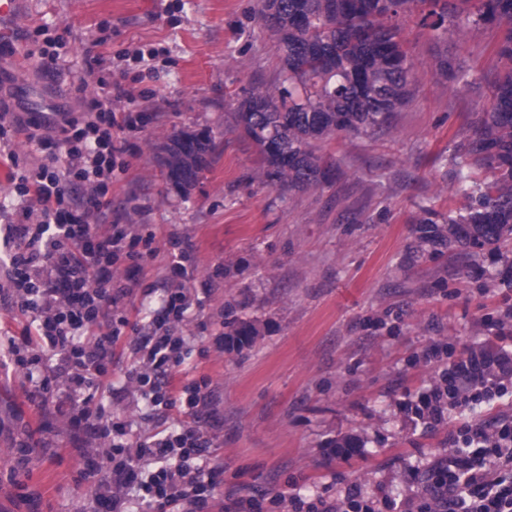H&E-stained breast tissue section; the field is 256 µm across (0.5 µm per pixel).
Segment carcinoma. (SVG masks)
I'll use <instances>...</instances> for the list:
<instances>
[{"mask_svg":"<svg viewBox=\"0 0 512 512\" xmlns=\"http://www.w3.org/2000/svg\"><path fill=\"white\" fill-rule=\"evenodd\" d=\"M418 4L429 6L424 26L437 42L472 18L507 25L498 55L509 67L493 83L479 133L459 150L461 179L475 168L494 180L467 188L466 214L443 220L455 242L497 248L503 233L512 232V0H279L273 13L262 0L259 18L276 36L283 79L250 87L245 97L263 110L239 107L236 123L259 148L266 182L299 190L329 183L321 144L340 133L382 129L407 100L413 62L397 19ZM436 69L465 78L446 56L437 58ZM159 151L168 181L184 191L211 166L214 142L206 131H182ZM418 223L429 236H441L438 214L427 211Z\"/></svg>","mask_w":512,"mask_h":512,"instance_id":"carcinoma-1","label":"carcinoma"}]
</instances>
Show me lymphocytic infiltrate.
<instances>
[{
	"label": "lymphocytic infiltrate",
	"mask_w": 512,
	"mask_h": 512,
	"mask_svg": "<svg viewBox=\"0 0 512 512\" xmlns=\"http://www.w3.org/2000/svg\"><path fill=\"white\" fill-rule=\"evenodd\" d=\"M130 97L117 83L83 97L82 117L63 111L52 122L21 116L0 100V145L21 136L48 154L30 174L13 178L20 203L15 221L0 230V302L27 318L8 338L0 366L24 378L30 399L53 400L56 418L82 450L78 480L91 485L96 512H210L222 472L201 425L211 414V382L191 376V339L173 333L192 306L188 250L171 241L172 286L147 322L133 323L124 308L128 283L157 256L156 236L129 224L104 231L96 222L111 202L115 159L125 151L119 133L138 122L113 105ZM76 187L83 191L78 203ZM119 349L130 363L117 386L112 358ZM511 382L512 345L471 348L449 364L445 387L420 395L414 413L425 424L442 423L452 410L459 424L449 436L452 452L428 465L395 512H512V414H471L505 395ZM130 398L136 411L114 413ZM98 440L105 451L92 450ZM293 506L376 512L355 486Z\"/></svg>",
	"instance_id": "lymphocytic-infiltrate-1"
}]
</instances>
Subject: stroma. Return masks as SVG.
I'll return each mask as SVG.
<instances>
[{
  "mask_svg": "<svg viewBox=\"0 0 512 512\" xmlns=\"http://www.w3.org/2000/svg\"><path fill=\"white\" fill-rule=\"evenodd\" d=\"M261 0H46L23 18V33L44 27L70 44L60 74L33 62L0 65V98L28 111L31 93L78 110L80 77L113 79L129 89L138 130L124 132L125 170L112 184L100 224H145L160 253L125 299L130 320L156 308L167 286L170 237L189 240L192 294L201 298L179 334L195 335L194 376L211 380L206 423L224 467L212 512L245 486L260 512H293L291 500L351 485L383 501L417 487L415 470L447 455L457 419L425 427L412 411L419 392L438 384L465 348L512 334V243L498 249L429 240L424 211H464L455 174L460 142L473 138L491 108L490 85L506 64L501 31L468 24L464 36L430 39L422 9L401 20L414 63L407 101L371 135L342 134L324 144L333 181L285 190L264 182L256 146L233 114L247 89L279 79L276 39L258 12ZM468 74L441 75L439 55ZM155 79L140 80L146 69ZM88 83L84 93L97 86ZM209 130L215 160L180 193L165 179L158 148L173 134ZM17 163H0V209L16 204L10 172L44 160L22 141ZM217 279L203 286L209 273ZM256 337L221 345L232 322ZM441 362H428L432 346ZM47 416L20 376L0 374V512H93L77 486L80 456L67 432L49 434ZM31 450L27 474L7 468L20 440ZM354 442L350 456L338 446ZM281 498L272 506L270 496Z\"/></svg>",
  "mask_w": 512,
  "mask_h": 512,
  "instance_id": "obj_1",
  "label": "stroma"
}]
</instances>
